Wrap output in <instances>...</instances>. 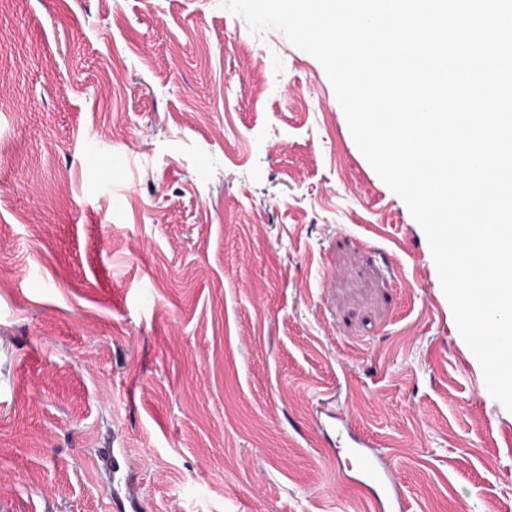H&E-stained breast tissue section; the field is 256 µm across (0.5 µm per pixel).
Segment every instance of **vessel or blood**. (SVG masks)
Masks as SVG:
<instances>
[{"label": "vessel or blood", "instance_id": "obj_1", "mask_svg": "<svg viewBox=\"0 0 512 512\" xmlns=\"http://www.w3.org/2000/svg\"><path fill=\"white\" fill-rule=\"evenodd\" d=\"M315 423L330 446L353 460L349 481L371 499L375 512H408L393 468L373 439L357 434L342 413L327 406L319 407Z\"/></svg>", "mask_w": 512, "mask_h": 512}]
</instances>
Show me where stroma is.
<instances>
[{
    "label": "stroma",
    "mask_w": 512,
    "mask_h": 512,
    "mask_svg": "<svg viewBox=\"0 0 512 512\" xmlns=\"http://www.w3.org/2000/svg\"><path fill=\"white\" fill-rule=\"evenodd\" d=\"M26 185H16V176ZM512 512V412L312 55L218 0H0V512ZM315 423L332 451H344L351 458L345 462L352 472L349 482L372 501L374 511L407 512L408 507L400 483L391 464L382 454L376 452V442L368 436L358 435L350 421L340 412L328 406H321L316 412Z\"/></svg>",
    "instance_id": "stroma-1"
}]
</instances>
